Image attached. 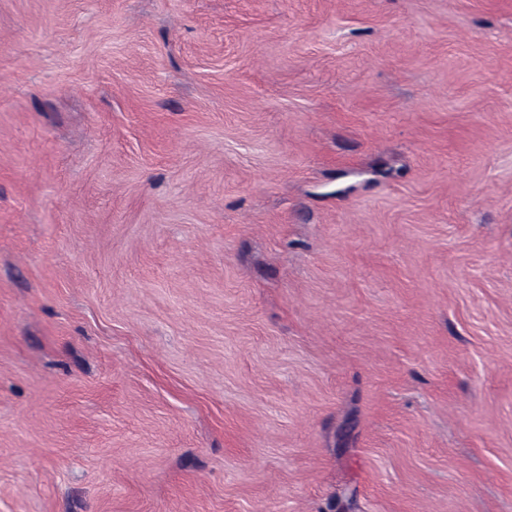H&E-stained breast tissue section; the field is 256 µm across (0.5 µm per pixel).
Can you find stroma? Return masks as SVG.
Masks as SVG:
<instances>
[{
  "mask_svg": "<svg viewBox=\"0 0 512 512\" xmlns=\"http://www.w3.org/2000/svg\"><path fill=\"white\" fill-rule=\"evenodd\" d=\"M0 512H512V0H0Z\"/></svg>",
  "mask_w": 512,
  "mask_h": 512,
  "instance_id": "obj_1",
  "label": "stroma"
}]
</instances>
